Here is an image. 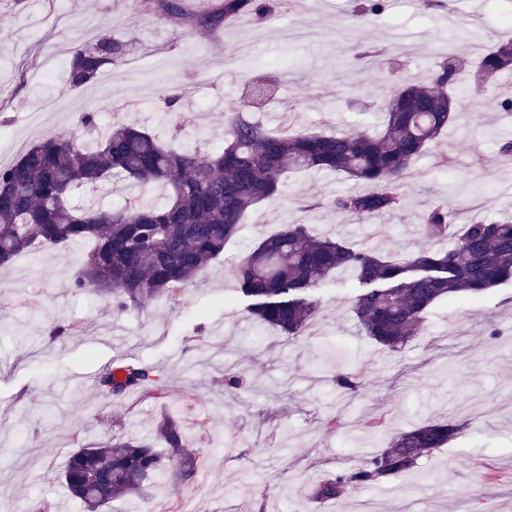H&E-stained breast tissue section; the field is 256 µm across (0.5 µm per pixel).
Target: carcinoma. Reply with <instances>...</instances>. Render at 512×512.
Segmentation results:
<instances>
[{
    "label": "carcinoma",
    "instance_id": "obj_1",
    "mask_svg": "<svg viewBox=\"0 0 512 512\" xmlns=\"http://www.w3.org/2000/svg\"><path fill=\"white\" fill-rule=\"evenodd\" d=\"M141 7L170 20L186 18L181 0H141ZM243 11L264 18L273 5L213 0L211 11L194 22L213 28ZM123 51V42L101 33L74 51L66 81L74 88L93 83L105 67L121 62ZM475 69L484 81L512 69V38L480 55ZM458 75L450 54L429 82H400L381 109L380 130L373 133L270 132L242 115L241 102L226 100L220 152L178 151L144 127L126 123L111 125L89 149L81 139L97 130V114L85 112L78 118L80 134L47 136L27 146L14 163L0 166V268L10 269L16 257L36 248L57 250L91 240L94 247L73 272L70 286L124 311L158 296L178 301L207 265L224 255L245 215L281 192L288 173L334 171L364 185L332 201L357 218L397 211L414 163L469 99L459 89ZM116 179L170 190L162 203L71 204L72 193ZM452 227L443 205L422 216L431 239L446 238ZM339 270L357 284L353 309L359 333L396 350L421 330L438 302L473 298L512 280V217L464 224L452 248L421 250L407 258L385 257L371 247L318 234L300 221L283 224L236 265V298L258 322L298 339L318 314L315 290ZM97 383L111 401L135 391L149 399L167 398L157 370L141 362L120 361L99 373ZM336 385L346 396L362 389L354 374H337ZM158 433L162 448L146 439L117 437L77 446L60 473L64 488L87 512H103L116 500L135 512H151L145 484L168 475L185 481L196 465L195 452L183 441L178 410H171ZM459 433L451 420L425 421L397 435L363 465L328 475L315 485L311 500L346 498L360 488L396 481Z\"/></svg>",
    "mask_w": 512,
    "mask_h": 512
}]
</instances>
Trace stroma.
<instances>
[{
	"label": "stroma",
	"mask_w": 512,
	"mask_h": 512,
	"mask_svg": "<svg viewBox=\"0 0 512 512\" xmlns=\"http://www.w3.org/2000/svg\"><path fill=\"white\" fill-rule=\"evenodd\" d=\"M271 16L241 14L212 34L173 25L140 10L138 0H0V165L50 134L70 135L80 113L94 108L98 134L116 122L154 131L176 149L214 152L224 146V102L269 86L268 101L247 118L266 129L352 133L374 129L376 113L403 78L426 81L442 55L461 61L460 83L476 85L473 61L511 31L499 25L512 0H481L477 17L460 22L451 0H386L381 18L357 26L355 0H274ZM122 40L124 78L106 87L97 106L63 77L44 84L31 73L49 55L65 69L80 43L101 32ZM381 65L356 62L357 53ZM189 90L172 128L165 99ZM512 91V71L489 83L456 113L443 138L414 164L403 209L358 220L331 201L353 191L326 172L288 176L280 194L250 213L223 256L178 303L158 297L113 312L105 299L74 292L70 274L90 242L41 250L0 271V512H84L67 497L58 473L75 444L153 434L165 405L178 407L194 476L150 484L156 512L172 497H195L197 512H512V282L459 302H442L418 336L392 352L360 336L354 284L333 275L318 291L320 313L305 337L284 341L233 302L236 263L280 225L304 220L315 231L368 241L382 254L410 255L428 243L421 216L445 201L456 223L512 213V111L499 99ZM456 164L438 168L440 155ZM161 187L112 183L77 193L74 204L101 199H160ZM305 199L311 211L295 202ZM452 247V239L432 243ZM119 360L156 367L167 403L135 393L108 401L97 374ZM243 384L225 391L224 376ZM360 375L365 389L339 397L333 379ZM343 425L323 426L331 410ZM386 413L385 432L366 421ZM461 424L457 438L422 458L393 483L349 499L314 504L309 493L328 474L362 465L392 437L421 419ZM220 431L221 448L209 445ZM284 444H270L272 435Z\"/></svg>",
	"instance_id": "35a3bbf8"
}]
</instances>
